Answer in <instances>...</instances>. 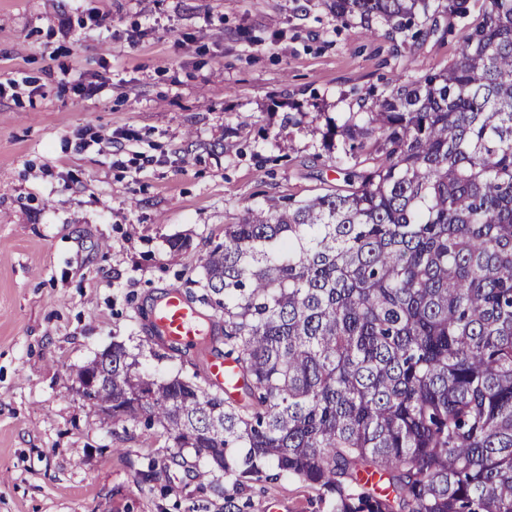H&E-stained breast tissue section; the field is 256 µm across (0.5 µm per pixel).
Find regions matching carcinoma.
<instances>
[{"mask_svg":"<svg viewBox=\"0 0 512 512\" xmlns=\"http://www.w3.org/2000/svg\"><path fill=\"white\" fill-rule=\"evenodd\" d=\"M330 8L408 48L471 22L448 67L329 126L343 187L269 199L209 246L233 392L114 342L90 400L193 449L230 507L285 474L329 512H512V0Z\"/></svg>","mask_w":512,"mask_h":512,"instance_id":"carcinoma-1","label":"carcinoma"}]
</instances>
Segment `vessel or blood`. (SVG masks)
Instances as JSON below:
<instances>
[{
	"mask_svg": "<svg viewBox=\"0 0 512 512\" xmlns=\"http://www.w3.org/2000/svg\"><path fill=\"white\" fill-rule=\"evenodd\" d=\"M151 323L165 345L183 351L196 349L211 336L215 326L193 304L185 301L180 291L165 288L152 311ZM207 371L212 385L233 390L237 384V368L233 361L216 353L209 357Z\"/></svg>",
	"mask_w": 512,
	"mask_h": 512,
	"instance_id": "obj_1",
	"label": "vessel or blood"
}]
</instances>
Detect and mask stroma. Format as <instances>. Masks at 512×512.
I'll use <instances>...</instances> for the list:
<instances>
[{
  "label": "stroma",
  "mask_w": 512,
  "mask_h": 512,
  "mask_svg": "<svg viewBox=\"0 0 512 512\" xmlns=\"http://www.w3.org/2000/svg\"><path fill=\"white\" fill-rule=\"evenodd\" d=\"M329 3L0 0V512H224L223 473L106 423L78 372L121 341L156 376L191 375L151 356L149 302L169 285L200 302L225 225L336 187L327 122L447 67L467 34L408 50ZM81 79L101 92L80 97ZM244 496L245 512H326L289 477Z\"/></svg>",
  "instance_id": "1"
}]
</instances>
